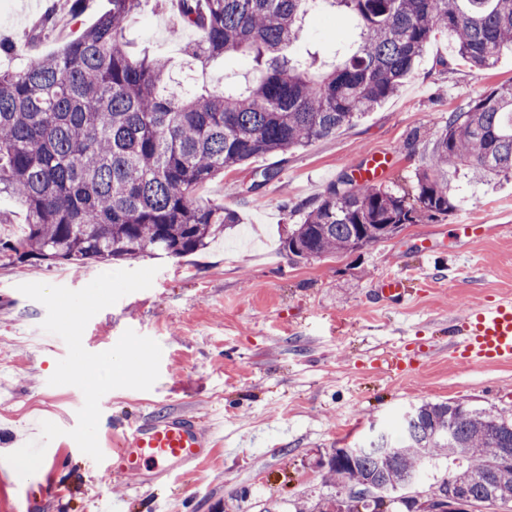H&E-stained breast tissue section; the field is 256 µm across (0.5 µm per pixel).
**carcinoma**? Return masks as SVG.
I'll return each instance as SVG.
<instances>
[{"instance_id": "carcinoma-1", "label": "carcinoma", "mask_w": 512, "mask_h": 512, "mask_svg": "<svg viewBox=\"0 0 512 512\" xmlns=\"http://www.w3.org/2000/svg\"><path fill=\"white\" fill-rule=\"evenodd\" d=\"M145 0L108 9L55 53L0 70V195L26 210L23 239L0 241L18 259L102 263L140 255L183 257L239 223L196 194L224 170L261 155L307 147L381 106L412 74L429 44L446 37L476 73L512 44V0H180L183 24L199 39L185 52L182 79L161 57L126 50L127 22ZM326 6L360 28L354 48L325 71L290 56L304 16ZM251 56L241 86L199 82L228 55ZM512 178V84L448 115L429 163L417 175L418 206L377 183L349 176L303 204L304 220L284 241L299 259L339 257L383 224H416L456 209L448 169ZM512 449V414L459 401L422 402L392 434L335 448L330 493L296 512H383L385 498L416 512L412 489L422 460L460 469L434 495L465 486L467 503L508 504L494 470Z\"/></svg>"}]
</instances>
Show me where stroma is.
Returning a JSON list of instances; mask_svg holds the SVG:
<instances>
[{
  "instance_id": "stroma-1",
  "label": "stroma",
  "mask_w": 512,
  "mask_h": 512,
  "mask_svg": "<svg viewBox=\"0 0 512 512\" xmlns=\"http://www.w3.org/2000/svg\"><path fill=\"white\" fill-rule=\"evenodd\" d=\"M54 3L0 0V41L26 49L29 58L44 56L90 26L105 0H80L76 11L58 13ZM127 30L134 51L176 64L198 38L172 0H149ZM357 38L353 19L327 7L306 15L294 52L330 62ZM510 82L512 48L478 75L447 39H436L376 111L310 146L250 160L210 181L201 199L237 211L240 222L203 250L82 267L0 255V373L12 386L0 397V512H85L94 494L128 496L129 512H150L134 493L155 481L148 470L88 473L84 453L66 435L77 425L84 396L77 387L48 383L67 347L41 336L46 309L18 291L21 283L78 290L110 269L157 267L151 288L96 314L82 343L102 352L131 329L162 347L152 389L106 393L100 427L166 412L223 420V445L185 472L161 512H258L262 506L293 512L326 492L318 465L323 455L393 427L412 405L458 400L512 410V365H469L448 352L450 318L512 297V180L491 188L449 172L455 211L407 225L358 252L297 262L282 247L301 220L300 205L354 175L372 152L394 158L384 187L415 200V175L449 113ZM412 136L417 142L409 152L404 145ZM266 169L275 178L255 187ZM229 183L237 193H227ZM465 216L492 225L491 234L457 243L455 226ZM388 272L408 276V298L394 308L380 306L373 294L374 281ZM44 420L64 430L56 439L61 464L53 473L20 478L2 457L39 439ZM50 481L69 487L62 503L50 497Z\"/></svg>"
}]
</instances>
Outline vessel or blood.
Returning a JSON list of instances; mask_svg holds the SVG:
<instances>
[{"mask_svg": "<svg viewBox=\"0 0 512 512\" xmlns=\"http://www.w3.org/2000/svg\"><path fill=\"white\" fill-rule=\"evenodd\" d=\"M392 167L386 153L372 155L370 162L355 173L360 182L383 180ZM375 296L391 304L402 303L407 294L401 275L389 273L374 284ZM448 333L454 336L451 354L473 364L512 363V299H500L450 321ZM220 427H201L194 419L158 416L133 425L118 423L111 433L118 445L104 451L95 464L98 472L115 470L139 472L142 465L153 466L162 482H173L179 468L194 467L204 459L206 446L215 444Z\"/></svg>", "mask_w": 512, "mask_h": 512, "instance_id": "obj_1", "label": "vessel or blood"}]
</instances>
